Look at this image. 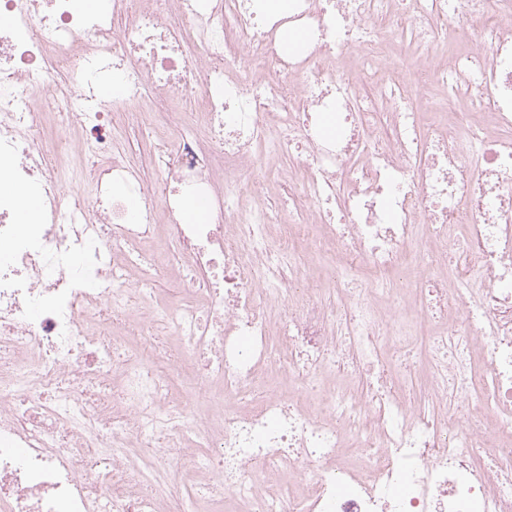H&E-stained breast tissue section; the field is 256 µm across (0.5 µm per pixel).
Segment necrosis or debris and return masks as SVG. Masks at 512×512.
<instances>
[{
	"mask_svg": "<svg viewBox=\"0 0 512 512\" xmlns=\"http://www.w3.org/2000/svg\"><path fill=\"white\" fill-rule=\"evenodd\" d=\"M148 2L0 0V512H512V0H293L300 55L253 0ZM160 117L155 187L112 131ZM285 154L307 209L249 206Z\"/></svg>",
	"mask_w": 512,
	"mask_h": 512,
	"instance_id": "4bbe7bcc",
	"label": "necrosis or debris"
}]
</instances>
